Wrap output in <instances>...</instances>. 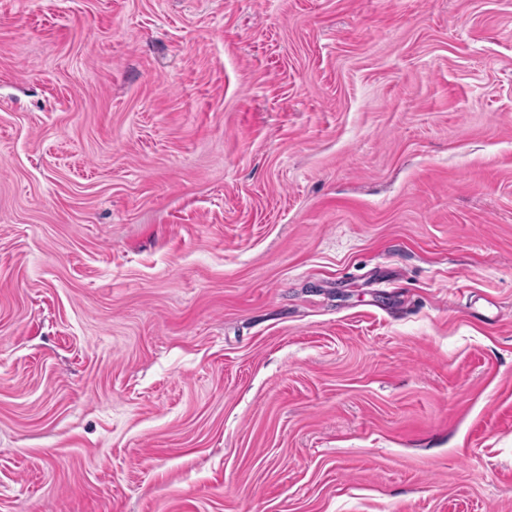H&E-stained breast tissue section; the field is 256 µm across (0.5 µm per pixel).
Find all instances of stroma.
Returning a JSON list of instances; mask_svg holds the SVG:
<instances>
[{"label":"stroma","instance_id":"35a3bbf8","mask_svg":"<svg viewBox=\"0 0 512 512\" xmlns=\"http://www.w3.org/2000/svg\"><path fill=\"white\" fill-rule=\"evenodd\" d=\"M0 512H512V0H0Z\"/></svg>","mask_w":512,"mask_h":512}]
</instances>
